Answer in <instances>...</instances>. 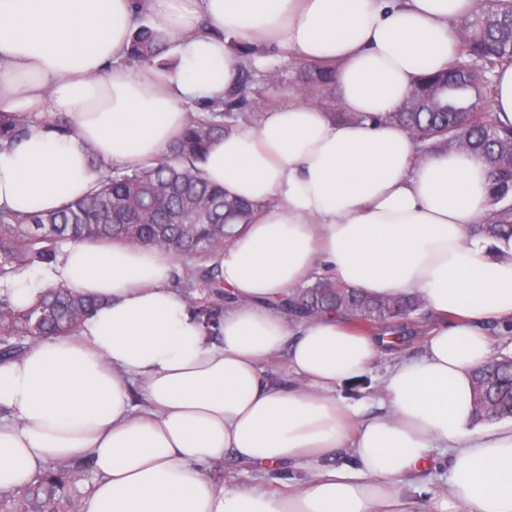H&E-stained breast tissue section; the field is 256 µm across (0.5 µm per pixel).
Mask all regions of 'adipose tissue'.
I'll return each instance as SVG.
<instances>
[{"mask_svg": "<svg viewBox=\"0 0 512 512\" xmlns=\"http://www.w3.org/2000/svg\"><path fill=\"white\" fill-rule=\"evenodd\" d=\"M477 0H0V112L29 121L0 147V208L54 211L106 167L153 164L182 133L187 105L222 98L237 61L226 35L336 67L355 122L288 99L208 150V181L257 206L209 258L224 322L209 333L170 288L154 246L78 241L19 277V308L58 285L98 304L70 335L0 361V492L49 464L85 462L81 512H417L401 484L435 449L451 453L436 512H512V421L473 425L474 370L491 357L484 322L512 324V244L470 235L488 213L476 153L419 155L380 122L426 73L447 67ZM179 65L131 72L141 17ZM65 116L72 131L53 128ZM372 297L414 295L433 316L416 360L384 378L386 414L355 420L337 386L367 370L390 335L358 334L344 313L283 309L315 269ZM285 354L300 383L262 365ZM350 457L336 461L339 449ZM273 476L279 493L210 479L225 456ZM320 461L305 479L288 468Z\"/></svg>", "mask_w": 512, "mask_h": 512, "instance_id": "adipose-tissue-1", "label": "adipose tissue"}]
</instances>
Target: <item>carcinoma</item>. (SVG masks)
I'll return each mask as SVG.
<instances>
[{"label": "carcinoma", "instance_id": "cac0c4a2", "mask_svg": "<svg viewBox=\"0 0 512 512\" xmlns=\"http://www.w3.org/2000/svg\"><path fill=\"white\" fill-rule=\"evenodd\" d=\"M144 21L131 37L128 58L153 65L169 42ZM457 32L456 59L448 68L421 77L401 109L381 120L408 129L422 154L438 148L480 153L489 167L490 210L485 222L472 225L469 232L506 245L512 240V129L499 126L485 103L493 94L492 73L501 62L512 60V0H481ZM233 52L242 58L233 87L220 100L195 104L180 137L155 166L113 168L97 178L86 196L58 211L17 215L0 208V279L34 264H49L63 244L85 239H121L201 258L229 246L234 225L250 224L255 207L210 183L201 163L234 126L255 120L256 113L244 111L245 106L260 109L266 101L255 79V47L237 41ZM303 69L310 90L321 92L334 83L331 67ZM28 133L26 118L0 115V144L20 142ZM187 280L204 299L189 292L186 302L206 328L219 329L224 281L218 270L192 271ZM95 305L94 299L62 286L48 289L24 309L0 294V358L22 352L27 341L74 332ZM286 306L294 317L297 307L305 318L346 312L355 329L372 334L389 331L396 336L404 321L419 334L429 326L415 297L374 299L326 275L294 287ZM475 417L512 418V357L494 358L476 371ZM87 472L83 465L51 464L35 483L0 495V512H78V482Z\"/></svg>", "mask_w": 512, "mask_h": 512}]
</instances>
